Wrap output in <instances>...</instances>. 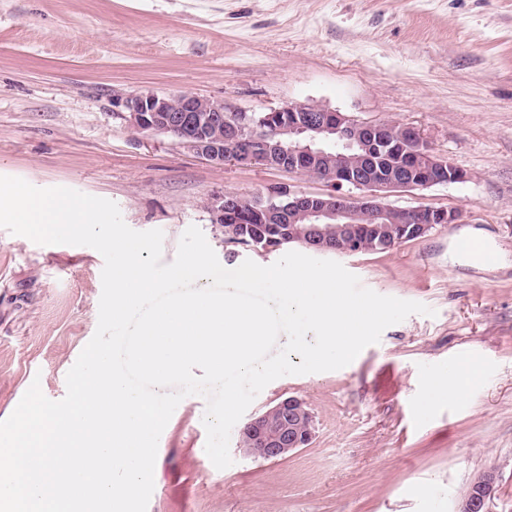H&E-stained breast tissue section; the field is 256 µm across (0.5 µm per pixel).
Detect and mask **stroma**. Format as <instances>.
I'll return each instance as SVG.
<instances>
[{"mask_svg": "<svg viewBox=\"0 0 512 512\" xmlns=\"http://www.w3.org/2000/svg\"><path fill=\"white\" fill-rule=\"evenodd\" d=\"M189 92L226 111L313 104L357 122L414 127L464 171L460 183L388 193L399 207L458 210L455 224L380 253L337 255L363 286L422 303L348 366L276 379L253 418L295 396L309 446L233 463L205 453L203 397L163 430L147 512H457L479 475L498 473L489 512H512V0H0V175L115 202L133 230H162L174 260L189 226L220 263L270 265L281 251L228 241L209 203L269 189L322 195L313 176L210 163L163 134L136 135L118 102ZM482 232L492 269L457 241ZM102 255L0 228V420L32 381L54 401L93 337ZM470 359L461 401L427 402L429 380Z\"/></svg>", "mask_w": 512, "mask_h": 512, "instance_id": "1", "label": "stroma"}]
</instances>
